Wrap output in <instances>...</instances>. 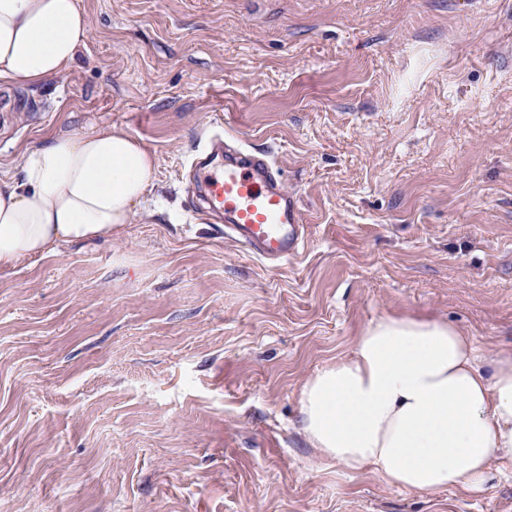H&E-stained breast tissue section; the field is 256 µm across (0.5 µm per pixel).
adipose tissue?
I'll list each match as a JSON object with an SVG mask.
<instances>
[{"label": "adipose tissue", "instance_id": "ef3b65f1", "mask_svg": "<svg viewBox=\"0 0 512 512\" xmlns=\"http://www.w3.org/2000/svg\"><path fill=\"white\" fill-rule=\"evenodd\" d=\"M88 19L76 0H0V80L22 88L72 64ZM157 158L130 135H56L0 179V270L130 223ZM301 430L320 455L408 492L485 489L512 476V348L480 357L445 320L385 316L350 357L303 386Z\"/></svg>", "mask_w": 512, "mask_h": 512}]
</instances>
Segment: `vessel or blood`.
Returning <instances> with one entry per match:
<instances>
[{"mask_svg":"<svg viewBox=\"0 0 512 512\" xmlns=\"http://www.w3.org/2000/svg\"><path fill=\"white\" fill-rule=\"evenodd\" d=\"M208 210L224 218V235L250 254L276 265L303 249L308 226L269 152L209 139L198 160Z\"/></svg>","mask_w":512,"mask_h":512,"instance_id":"1","label":"vessel or blood"}]
</instances>
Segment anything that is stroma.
<instances>
[{"mask_svg":"<svg viewBox=\"0 0 512 512\" xmlns=\"http://www.w3.org/2000/svg\"><path fill=\"white\" fill-rule=\"evenodd\" d=\"M73 64L0 84V176L114 128L158 165L118 233L0 271V512H512L321 462L299 392L383 316L512 346V0H77ZM222 127L309 226L272 268L193 206Z\"/></svg>","mask_w":512,"mask_h":512,"instance_id":"35a3bbf8","label":"stroma"}]
</instances>
